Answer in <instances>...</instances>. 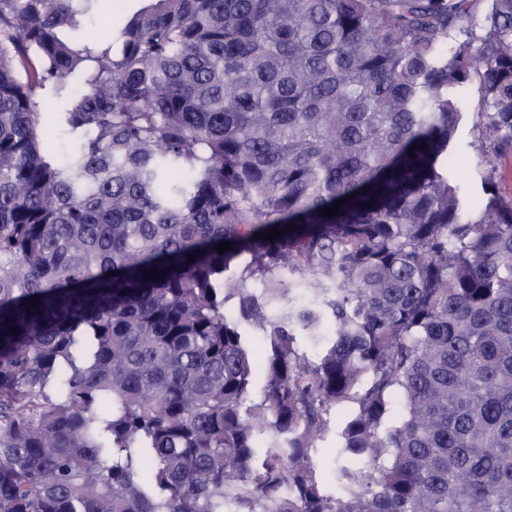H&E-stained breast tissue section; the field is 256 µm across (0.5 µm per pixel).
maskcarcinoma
I'll use <instances>...</instances> for the list:
<instances>
[{
    "label": "carcinoma",
    "mask_w": 512,
    "mask_h": 512,
    "mask_svg": "<svg viewBox=\"0 0 512 512\" xmlns=\"http://www.w3.org/2000/svg\"><path fill=\"white\" fill-rule=\"evenodd\" d=\"M102 2L0 0V512H512V0ZM462 120L449 148L448 166L453 167L458 179L479 203L484 202L483 176L489 169L495 171V182L500 195L512 199V154L503 157L484 154L478 140L483 103L478 82L471 81L460 88ZM511 183V190L509 186ZM336 446L335 437L330 433L323 441L319 443V447L315 461L323 476L329 484L333 483L335 470V453L333 448Z\"/></svg>",
    "instance_id": "1"
}]
</instances>
